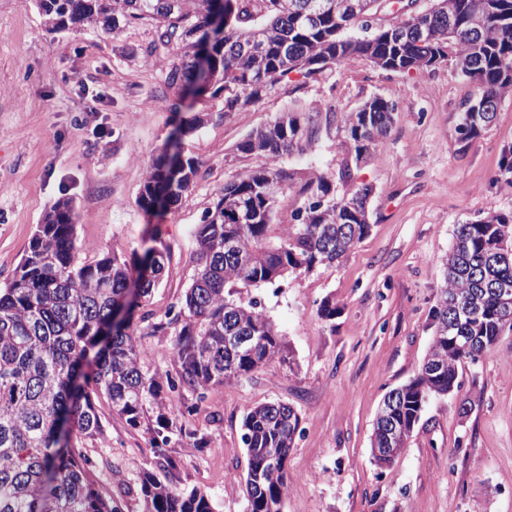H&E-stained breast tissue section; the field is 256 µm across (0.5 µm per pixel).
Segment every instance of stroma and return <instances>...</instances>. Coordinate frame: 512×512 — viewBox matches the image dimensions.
Segmentation results:
<instances>
[{"label": "stroma", "mask_w": 512, "mask_h": 512, "mask_svg": "<svg viewBox=\"0 0 512 512\" xmlns=\"http://www.w3.org/2000/svg\"><path fill=\"white\" fill-rule=\"evenodd\" d=\"M154 34L145 24L115 36L91 26L50 34L33 0H0V286L45 213L66 196L89 251L140 254L160 231L170 258L145 302L159 316L194 274L191 229L242 171L293 173L275 209L278 224L292 223L316 177L339 197L372 186L370 231L341 262L233 289L270 317L290 359L208 392L187 423L211 447L173 438L174 481L206 493L214 512H247L242 420L261 403L282 401L298 411L301 428L288 456L284 512H512V331L463 366L457 390L428 399L389 470L371 453L384 396L416 376L435 334L432 311L456 226L489 213L512 216V172L502 166L512 153V94L465 141L461 105L477 87L453 62L396 72L358 58L312 79L289 75L224 118L221 99L167 87L172 54L142 59ZM375 96L395 103L394 123L350 182L337 176L346 152L334 126L320 127L301 153L273 159L237 150L288 108L352 112ZM205 113L208 122L179 134ZM173 144L199 159V175L180 203L146 212L137 203L146 171ZM325 302L333 317L318 315ZM466 399L472 406L463 416ZM95 405L104 431L85 444L93 473L104 495L136 512L140 474L159 470L151 434L130 427L105 398Z\"/></svg>", "instance_id": "35a3bbf8"}]
</instances>
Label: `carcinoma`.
Listing matches in <instances>:
<instances>
[{"label":"carcinoma","instance_id":"obj_1","mask_svg":"<svg viewBox=\"0 0 512 512\" xmlns=\"http://www.w3.org/2000/svg\"><path fill=\"white\" fill-rule=\"evenodd\" d=\"M439 6L418 23L427 38L405 35L400 42L380 38L364 43L344 29L356 25L354 0H37L49 32L92 25L114 36L133 23L156 27V39L143 51L159 49L175 59L166 84L186 91H210L222 98L223 114L239 111V95L258 101L263 75L273 86L291 73L313 78L326 67L362 58L382 69L421 70L453 59L480 92L462 103L459 131L465 139L485 124L475 109L497 107L512 92V0H437ZM224 15V32L210 28ZM263 34L264 54L257 60L243 45ZM288 45L290 56L281 55ZM209 51L210 73L196 84L197 49ZM393 102L374 97L354 112H328L338 123L348 158L339 169L347 182L352 169L367 160L393 124ZM318 121L288 112L273 125L257 128L238 144L243 154L273 158L303 152L313 142ZM200 163L193 156L176 163L172 156L150 166L138 198L147 210L176 205L190 190ZM291 175L277 168L246 170L224 183L193 239L197 269L177 303L158 317L144 311L162 280L167 249L149 248L143 256L83 254L75 233L71 198L61 197L37 226L13 278L0 288V512H124L122 505L96 487L83 442L103 433L93 397L103 396L112 411L136 428L157 411L150 428L160 464L176 468L166 454L171 436L204 439L183 423V392L201 401L206 392L232 380L250 378L267 361H287L286 345L257 303L230 298L227 288L274 284L290 272H310L341 261L369 232L372 187L361 185L338 198L318 180L288 230L273 223L278 199H269L270 182L289 188ZM444 286L433 309L435 335L418 374L384 397L372 447H387L388 430L405 447L427 400L459 387V367L490 352L512 312L500 308L495 288L512 286V218L488 214L456 226L445 263ZM139 284L131 295L128 284ZM171 334L180 370L162 382L149 372L139 337ZM252 338L247 348H227L226 337ZM95 369L84 373L89 354ZM300 417L288 403L267 402L243 419L242 443L248 454L245 490L249 512H283L286 467L263 465L272 449L288 456ZM138 512H213L210 499L192 487H177L155 473L140 474Z\"/></svg>","mask_w":512,"mask_h":512}]
</instances>
